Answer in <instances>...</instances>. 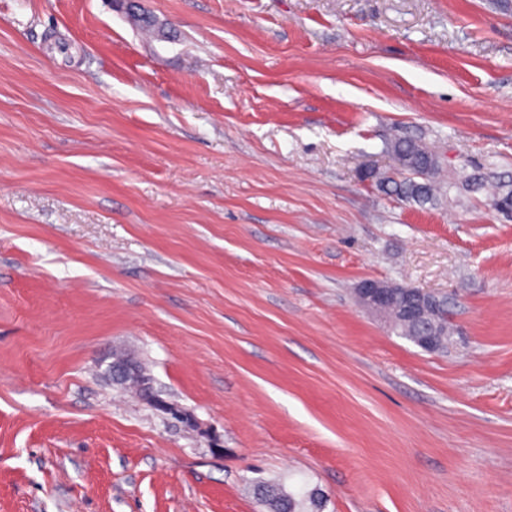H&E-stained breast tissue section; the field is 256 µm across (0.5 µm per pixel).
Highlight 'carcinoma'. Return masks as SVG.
Instances as JSON below:
<instances>
[{
    "label": "carcinoma",
    "instance_id": "cac0c4a2",
    "mask_svg": "<svg viewBox=\"0 0 512 512\" xmlns=\"http://www.w3.org/2000/svg\"><path fill=\"white\" fill-rule=\"evenodd\" d=\"M393 171L389 175L377 176V186L388 196L420 205L434 201L442 187L435 181L439 169L437 155L422 141L411 138H397L387 148ZM404 301L395 299L387 310L390 328L398 335L412 340L420 335L419 329L427 326L438 329L437 319L430 313L413 322L403 316ZM254 495L268 512H323L325 495L318 489L294 493L275 485L259 482L253 486Z\"/></svg>",
    "mask_w": 512,
    "mask_h": 512
}]
</instances>
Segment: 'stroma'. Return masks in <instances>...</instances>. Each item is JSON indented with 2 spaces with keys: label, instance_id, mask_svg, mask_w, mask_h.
Listing matches in <instances>:
<instances>
[{
  "label": "stroma",
  "instance_id": "35a3bbf8",
  "mask_svg": "<svg viewBox=\"0 0 512 512\" xmlns=\"http://www.w3.org/2000/svg\"><path fill=\"white\" fill-rule=\"evenodd\" d=\"M0 0V512H512V0ZM449 197L390 198L391 139ZM446 293L428 353L362 309ZM134 358L169 404L113 384ZM395 288H402L407 297L413 298V301L420 307L422 312H427L431 308V301L425 296L427 292L396 283L380 281L373 278L361 280L356 288V302L363 308L382 315L386 309L389 297L394 293ZM254 495L268 512H322L325 495L319 489L294 493L275 485L259 482L253 486Z\"/></svg>",
  "mask_w": 512,
  "mask_h": 512
}]
</instances>
